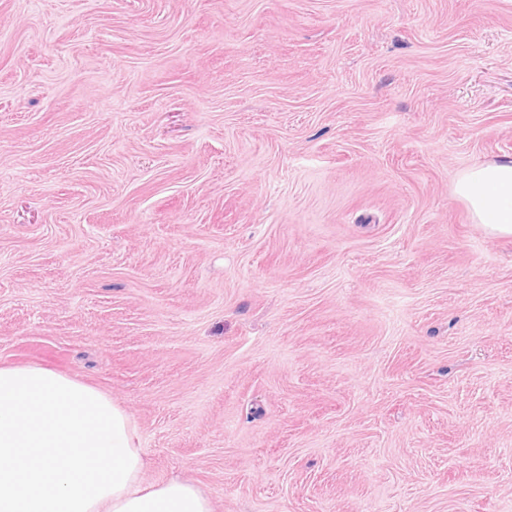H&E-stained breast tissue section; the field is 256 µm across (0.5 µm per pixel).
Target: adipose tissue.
Wrapping results in <instances>:
<instances>
[{
	"label": "adipose tissue",
	"mask_w": 512,
	"mask_h": 512,
	"mask_svg": "<svg viewBox=\"0 0 512 512\" xmlns=\"http://www.w3.org/2000/svg\"><path fill=\"white\" fill-rule=\"evenodd\" d=\"M454 194L512 236V159L460 172ZM135 424L106 392L51 367L0 366V512H212L179 477L148 485Z\"/></svg>",
	"instance_id": "1"
}]
</instances>
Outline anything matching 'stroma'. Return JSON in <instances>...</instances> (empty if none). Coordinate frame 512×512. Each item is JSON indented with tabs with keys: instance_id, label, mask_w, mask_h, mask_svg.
Instances as JSON below:
<instances>
[{
	"instance_id": "1",
	"label": "stroma",
	"mask_w": 512,
	"mask_h": 512,
	"mask_svg": "<svg viewBox=\"0 0 512 512\" xmlns=\"http://www.w3.org/2000/svg\"><path fill=\"white\" fill-rule=\"evenodd\" d=\"M512 0H0V364L213 512H512ZM454 194L488 234L512 236V159L471 166L460 172Z\"/></svg>"
}]
</instances>
